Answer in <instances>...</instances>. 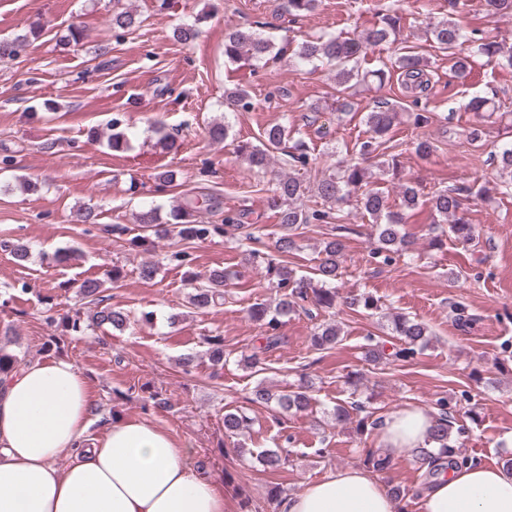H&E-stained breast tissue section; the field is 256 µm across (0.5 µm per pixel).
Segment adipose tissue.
<instances>
[{"label": "adipose tissue", "instance_id": "obj_1", "mask_svg": "<svg viewBox=\"0 0 512 512\" xmlns=\"http://www.w3.org/2000/svg\"><path fill=\"white\" fill-rule=\"evenodd\" d=\"M90 386L73 362L21 364L0 376V512H224V495L190 449L147 420L91 430ZM432 419L401 408L384 421V451L429 449ZM66 467H58L60 458ZM422 512H512V470L468 464L433 476ZM284 512H400L387 486L358 468L330 471Z\"/></svg>", "mask_w": 512, "mask_h": 512}]
</instances>
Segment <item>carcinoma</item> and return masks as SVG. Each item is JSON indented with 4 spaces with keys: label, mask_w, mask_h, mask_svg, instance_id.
Instances as JSON below:
<instances>
[{
    "label": "carcinoma",
    "mask_w": 512,
    "mask_h": 512,
    "mask_svg": "<svg viewBox=\"0 0 512 512\" xmlns=\"http://www.w3.org/2000/svg\"><path fill=\"white\" fill-rule=\"evenodd\" d=\"M318 0H285L284 8L288 15L300 17L314 11ZM448 17L430 22L424 30L425 41L434 44L440 50L451 51L455 47L471 42L476 45V53L489 61L503 66L512 67V45L505 42L478 35V31H465L461 20L454 17L459 7L466 6L462 0H448ZM401 17L398 12H387L380 16L379 23L362 31L352 33L325 34L301 42L294 50L295 65L305 66L316 61L327 63L336 69V86L344 90L352 85L363 84L368 78L375 77L384 82L387 75L395 72L402 78L403 84L412 89L425 90L428 80L424 79V58L414 51L401 52L383 64V67L362 71L358 66L361 56L370 48L382 46L396 36L400 28ZM112 29L127 32L141 24L135 14L129 10L123 0H113ZM39 36L36 28L24 34L0 38V59L16 57L29 42V38ZM274 44L252 27L236 28L225 35L224 57L230 63L260 62L272 52ZM399 112L386 101H377L366 114V125L369 136L357 144L360 158L382 156L385 150V137L391 131ZM124 121L114 118L110 121L108 146L114 151H124L130 147ZM291 131L288 127L278 124L264 132L261 144L239 142L236 153L245 158L252 167L263 169L268 165L270 154L282 149L289 140ZM288 176L279 179L270 189L272 208L276 209L278 223L285 229L274 245V253H262L256 249L248 251V260L265 264V274L269 284L277 288L279 298L273 304L256 302L248 309L251 321L265 329V344L258 347L250 359L260 363V355L274 349L280 343L277 329L282 319L305 309L310 303L316 309L329 310L336 307V281L341 277L340 258L346 247L345 236L340 234L344 226H337L339 233L332 235L324 243L321 250L322 258L314 268L313 276L299 275L288 267V255L297 248L296 240L290 231L302 224H330L337 219L333 207L355 201L376 226V242L370 252V258L382 259L385 264L394 260L399 252L408 253L414 250L415 242L403 229V216L391 210L388 196L379 189L368 187L367 172L358 161H352L339 170L323 174L318 179L310 180V173L316 166L317 158L312 156L305 142L298 140L293 151L288 153ZM500 168L497 189L503 193L512 190V147L505 148L498 156ZM401 203L406 208H413L419 202L420 190L413 182L401 180L398 184ZM471 188L438 189L428 199L437 223L448 225V231L457 240L473 239L474 228L460 214L461 196ZM318 198L328 207H310L304 203L306 198ZM201 207L198 198L185 196L170 210L171 220L163 224L160 221L159 207H145L135 215V223L144 232L155 236L177 237L182 241H206L218 235L229 238L237 237V232L247 228L243 224L247 212L228 209L224 211L221 224H202L198 221ZM191 281L198 283L194 287L192 304L197 308H206L224 300V288L227 287L230 275L222 270H211L200 277L190 272ZM103 283L94 278L86 279L81 285V294L94 306L89 318L91 325L100 328L111 326L122 329L130 324L129 314L116 307L105 304L101 296ZM393 334L399 336L402 344L391 357L405 360L418 353V347L427 342L429 331L427 326L405 315H396L392 319ZM339 331L334 324H326L314 334L313 345L325 349L336 343ZM209 345V357L214 365L224 363V338L221 336L206 337ZM250 402L274 406L283 413H298L310 408L312 397L308 390L299 387L295 390L273 392L259 384L252 391ZM438 412L433 414V425L428 432V441L434 444V450L418 457L420 466L434 463L445 465L449 456L458 457L457 449L449 445L454 417L448 412V401L436 402ZM358 415L356 427L363 432L368 427L378 425V421L370 420L371 414H363V407L352 402L350 407H336V416L347 419L350 411ZM251 418L243 411L224 413V432L229 437L241 435L250 428Z\"/></svg>",
    "instance_id": "1"
}]
</instances>
